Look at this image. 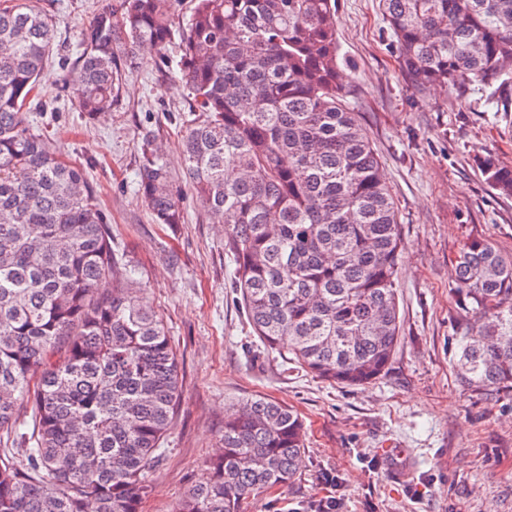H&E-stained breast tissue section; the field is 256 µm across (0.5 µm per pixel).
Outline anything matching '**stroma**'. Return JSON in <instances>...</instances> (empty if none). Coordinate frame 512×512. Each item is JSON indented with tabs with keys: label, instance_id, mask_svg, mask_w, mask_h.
Wrapping results in <instances>:
<instances>
[{
	"label": "stroma",
	"instance_id": "obj_1",
	"mask_svg": "<svg viewBox=\"0 0 512 512\" xmlns=\"http://www.w3.org/2000/svg\"><path fill=\"white\" fill-rule=\"evenodd\" d=\"M106 0H40L68 60L79 31ZM336 36L347 102L366 130L398 209L400 340L385 375L365 386L328 384L260 346L232 287L224 227L203 216L185 186L179 120L188 91L172 78L175 52L144 55L111 111L86 119L62 93L61 70L41 79L53 113H34L62 151L83 165L112 240L134 268L141 296L163 318L181 371V398L148 474L141 512H170L206 475L224 411L260 394L282 401L305 426L295 481L243 512H512V397L463 389L457 336L466 317L450 290L466 242L512 252V197L498 195L479 162L512 168V112L487 92L414 90L380 0H336ZM152 142L181 188L184 223H152L136 193L143 142ZM406 449L387 460V447Z\"/></svg>",
	"mask_w": 512,
	"mask_h": 512
}]
</instances>
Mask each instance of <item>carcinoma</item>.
Wrapping results in <instances>:
<instances>
[{
  "label": "carcinoma",
  "instance_id": "cac0c4a2",
  "mask_svg": "<svg viewBox=\"0 0 512 512\" xmlns=\"http://www.w3.org/2000/svg\"><path fill=\"white\" fill-rule=\"evenodd\" d=\"M178 80L191 189L225 224L224 252L254 335L333 384L382 376L400 332L392 194L345 101L335 0H191ZM174 0H119L80 31L76 79L89 118L112 109L139 51L175 38ZM417 90L476 84L512 112V0H382ZM52 50L39 0H0V512H140L146 474L180 398L176 351L138 295L83 167L28 110ZM485 181L512 197L492 156ZM138 193L156 224L184 221L173 175L146 153ZM470 322L458 375L512 393V253L472 240L456 258ZM32 400V423L18 407ZM26 445L24 459L10 452ZM305 431L288 405L253 395L228 408L222 450L173 512H242L291 485Z\"/></svg>",
  "mask_w": 512,
  "mask_h": 512
}]
</instances>
